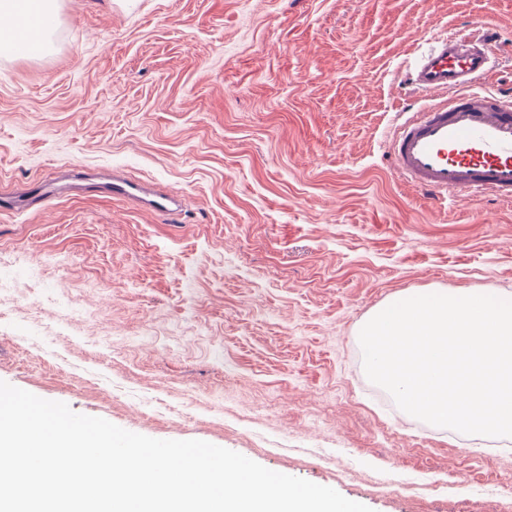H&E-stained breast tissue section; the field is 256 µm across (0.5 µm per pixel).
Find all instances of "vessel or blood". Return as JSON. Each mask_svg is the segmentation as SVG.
I'll use <instances>...</instances> for the list:
<instances>
[{
	"label": "vessel or blood",
	"instance_id": "obj_1",
	"mask_svg": "<svg viewBox=\"0 0 512 512\" xmlns=\"http://www.w3.org/2000/svg\"><path fill=\"white\" fill-rule=\"evenodd\" d=\"M468 34L437 38L406 74L404 84L432 96L433 101L399 124L387 142L393 172L426 199L493 195L512 204V89L486 90L494 72L488 61L496 32L477 18ZM16 42L32 56L45 42L40 19L19 21ZM105 190L113 198L140 200L159 214L171 213L169 194L148 195L145 188L115 175Z\"/></svg>",
	"mask_w": 512,
	"mask_h": 512
}]
</instances>
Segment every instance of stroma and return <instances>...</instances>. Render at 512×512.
<instances>
[{
    "label": "stroma",
    "mask_w": 512,
    "mask_h": 512,
    "mask_svg": "<svg viewBox=\"0 0 512 512\" xmlns=\"http://www.w3.org/2000/svg\"><path fill=\"white\" fill-rule=\"evenodd\" d=\"M476 16L512 84V0H58L48 52L0 54V281L30 283L0 381L372 512H496L512 447L402 411L358 338L401 293L512 291V206L431 205L387 162L405 68ZM105 191L112 195L113 199H133L144 202L147 208L159 214H172L176 209L175 198L169 194L150 195L141 185L130 181L124 176L112 174V178L105 184ZM150 197L149 199L147 198Z\"/></svg>",
    "instance_id": "1"
}]
</instances>
